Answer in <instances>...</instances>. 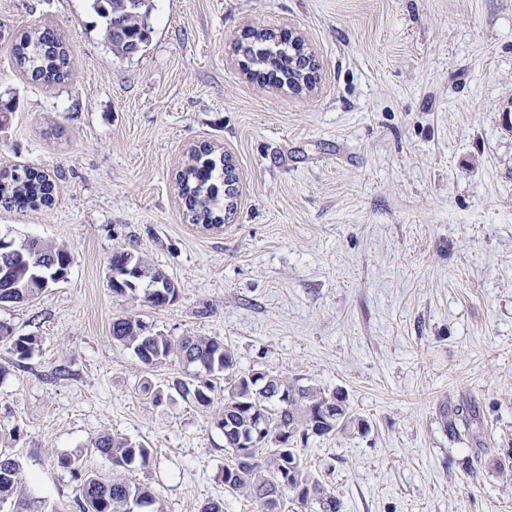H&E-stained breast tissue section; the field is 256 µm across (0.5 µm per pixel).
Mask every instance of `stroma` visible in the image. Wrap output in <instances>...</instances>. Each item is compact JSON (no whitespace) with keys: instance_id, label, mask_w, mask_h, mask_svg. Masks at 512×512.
I'll return each instance as SVG.
<instances>
[{"instance_id":"35a3bbf8","label":"stroma","mask_w":512,"mask_h":512,"mask_svg":"<svg viewBox=\"0 0 512 512\" xmlns=\"http://www.w3.org/2000/svg\"><path fill=\"white\" fill-rule=\"evenodd\" d=\"M147 46L113 53L89 0H0V170L31 166L49 209H0V230L75 256L66 281L0 321L37 337L16 364L0 344V450L43 512H78L60 457L111 476L91 441L145 444L127 472L163 512H257L227 498L224 435L208 410L144 382L113 341L132 313L169 336H216L242 371L270 370L346 394L353 424L311 438L308 466L342 512H512V0H152ZM50 27L71 48L61 84L13 59ZM292 30L317 64L296 93L240 65L250 33ZM213 144L238 176L235 213L187 221L175 175ZM123 247L176 283L156 309L116 296ZM474 411L470 430L458 413ZM481 457L476 470L468 459Z\"/></svg>"}]
</instances>
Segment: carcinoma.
<instances>
[{
    "instance_id": "obj_1",
    "label": "carcinoma",
    "mask_w": 512,
    "mask_h": 512,
    "mask_svg": "<svg viewBox=\"0 0 512 512\" xmlns=\"http://www.w3.org/2000/svg\"><path fill=\"white\" fill-rule=\"evenodd\" d=\"M102 19L104 37L123 51L122 41L112 37V19L120 14L126 35L148 43L150 0H91ZM247 66L264 69L268 58L277 56L292 62L293 73L283 70L279 85L299 77L298 57L291 46L277 42L271 33L255 32L241 45ZM17 66L34 81L61 82L70 75L71 50L50 29L35 30L21 37L13 47ZM224 157L213 146L190 155L177 174V183L190 223L221 228L224 220ZM55 201V185L45 172L24 166L0 172V206L6 209H37ZM74 255L62 243L32 238L25 250L12 260L14 287L0 290V303H24L47 288L67 279ZM112 292L133 300L142 299L155 308L170 305L178 296L174 281L144 256L117 249L110 260ZM112 338L133 349L148 368L177 360L204 370L210 377L224 375V406L214 415L213 425L224 433L225 489L255 503L257 512H269L271 499L280 501V512L293 505L295 512H307L313 504L320 512H342V504L329 493L319 477L308 469L300 447L311 437L344 432L352 424L347 396L271 371L243 372L234 349L213 336H167L153 332L133 315L112 321ZM0 342L9 345L17 360L30 358L37 347L34 336L17 335L12 326L0 323ZM173 389L202 408L214 403L216 386L210 378L193 376L174 382ZM91 448L112 463L113 477L82 472L80 459L64 456L61 465L83 474L76 505L79 512H163L150 487L131 483L123 472L149 466L152 452L141 443L104 434ZM20 465L15 457L0 453V508L8 512H36L33 502L18 490Z\"/></svg>"
}]
</instances>
